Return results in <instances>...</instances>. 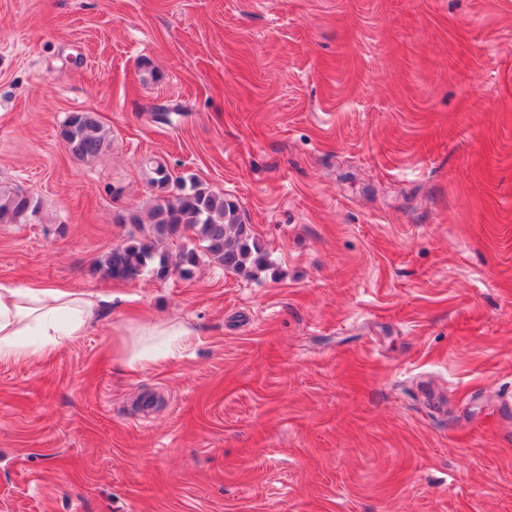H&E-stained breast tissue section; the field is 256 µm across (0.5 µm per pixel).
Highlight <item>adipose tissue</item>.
I'll list each match as a JSON object with an SVG mask.
<instances>
[{"instance_id": "obj_1", "label": "adipose tissue", "mask_w": 512, "mask_h": 512, "mask_svg": "<svg viewBox=\"0 0 512 512\" xmlns=\"http://www.w3.org/2000/svg\"><path fill=\"white\" fill-rule=\"evenodd\" d=\"M100 303L59 284L0 282V361L37 359L82 336ZM192 334L181 322H146L121 333L114 350L128 367L156 364L179 354Z\"/></svg>"}]
</instances>
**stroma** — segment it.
Returning <instances> with one entry per match:
<instances>
[{
    "label": "stroma",
    "mask_w": 512,
    "mask_h": 512,
    "mask_svg": "<svg viewBox=\"0 0 512 512\" xmlns=\"http://www.w3.org/2000/svg\"><path fill=\"white\" fill-rule=\"evenodd\" d=\"M160 163L262 271H96ZM0 188V282L112 297L0 363V512H512V0H0ZM60 136L68 153L77 159L96 157L110 145L107 133L91 112H76L62 125ZM39 204L21 189L0 190V224H19L34 216ZM194 331L184 323L146 322L119 334L114 350L130 368L157 364L180 353Z\"/></svg>",
    "instance_id": "1"
}]
</instances>
